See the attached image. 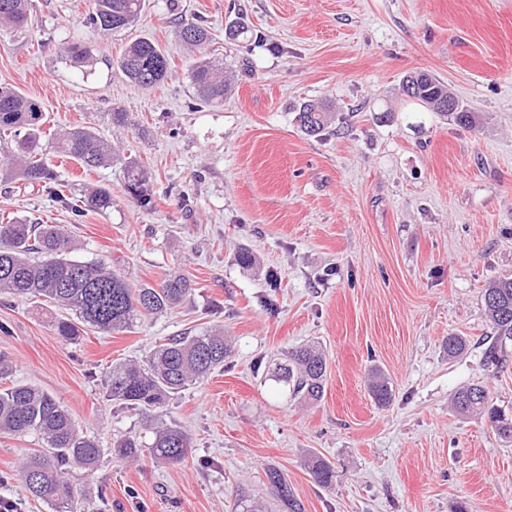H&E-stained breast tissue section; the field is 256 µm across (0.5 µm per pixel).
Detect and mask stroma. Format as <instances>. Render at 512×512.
Segmentation results:
<instances>
[{
	"label": "stroma",
	"mask_w": 512,
	"mask_h": 512,
	"mask_svg": "<svg viewBox=\"0 0 512 512\" xmlns=\"http://www.w3.org/2000/svg\"><path fill=\"white\" fill-rule=\"evenodd\" d=\"M92 0H29L21 31H0V85L40 101L47 136L90 125L118 163L81 175L58 171L73 197L112 192V209L74 216L49 189L0 180V223L58 224L79 255L132 284L169 273L193 291L167 314L75 344L56 335L49 303L0 301V352L16 379L50 392L103 450L93 475L71 482L92 512H235L239 492L266 496L265 470H281L305 512H512V441L484 417L450 408L458 388L480 383L512 416V363H482L491 328L481 291L512 275V0H147L137 25L108 36L86 25ZM244 15L254 38L225 42ZM203 19L235 88L202 105L185 20ZM154 39L171 72L152 90L125 80V45ZM89 48L81 63L64 43ZM426 71L474 112L468 127L405 99L401 82ZM315 100L333 119L304 134L295 108ZM128 115L125 125L112 114ZM151 174L156 203L124 191L122 163ZM249 249L251 268L235 254ZM220 329L233 351L222 369L163 410L192 437L179 465L149 454L118 459L112 443L142 415L105 399L113 363L142 358L185 332ZM469 339L449 360L448 334ZM315 340L329 359L323 399L294 400L272 377L274 360ZM392 386L378 406L368 382ZM36 436H0V499L24 512L19 466ZM329 461L317 485L310 456Z\"/></svg>",
	"instance_id": "35a3bbf8"
}]
</instances>
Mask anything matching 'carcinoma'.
<instances>
[{"mask_svg":"<svg viewBox=\"0 0 512 512\" xmlns=\"http://www.w3.org/2000/svg\"><path fill=\"white\" fill-rule=\"evenodd\" d=\"M144 6L145 0H93L87 24L103 34L129 29L138 22ZM28 19V0H0V26L21 29ZM251 34L253 30L242 17L229 21L224 29V39L229 42ZM179 37L188 49L201 50L210 41L209 27L202 20L186 22L180 27ZM118 68L128 81L151 90L168 76L170 63L155 41L141 37L126 46ZM417 77L412 94L408 92L409 77L402 81L407 98L460 125L475 124L473 113L460 104L454 112L442 110V104L452 95L447 85L429 73L419 72ZM190 78L198 99L206 104L223 100L232 88L230 79L224 75V63L209 56L193 62ZM330 119L327 106L312 100L301 103L296 115L300 129L308 135L321 133ZM45 122L41 103L11 87L0 86V138L10 136L14 143L6 176L43 185L60 199L62 195L54 189L59 184V175L47 157V150L75 161L86 172L114 161L112 144L89 126L61 132L50 148H44ZM124 190L146 209L154 204L147 171L135 160L124 162ZM84 206L90 211L107 212L112 209V193L97 187L89 192ZM80 249L73 236L55 224H33L25 219L1 223L0 297L49 302L66 311V315L54 321V331L69 342H78L88 328L101 334L128 329L140 317L156 316L181 304L192 292L191 281L182 274L168 275L154 285L134 287L105 263L79 258ZM481 302L492 330L484 342V361L502 366L509 361L512 344V276L491 280L483 288ZM442 347L448 360L453 361L466 354L469 340L450 334ZM231 352L224 331L214 330L201 335L174 336L155 346L141 362L113 364L106 385L107 400L150 417L149 429L153 434L149 445L137 433L120 435L114 443L116 455L136 459L147 446L155 462L181 463L192 448L191 439L176 424L166 422L161 411L171 395L223 367ZM327 371L324 349L307 343L292 348L285 359L275 363L272 377L288 387L294 398L312 404L324 396ZM370 391L378 405L390 402L392 389L382 373H373ZM451 407L460 416L487 417L501 437L512 439V418L490 405L485 386L470 384L458 389ZM0 434L38 436L41 447L20 467L25 491L51 512H76V488L67 476L68 468L73 465L89 475L94 473L102 455L96 437L80 430L70 412L52 394L22 382L0 388ZM308 469L316 483L323 487L332 485L335 472L327 461L313 455ZM265 476L268 492L279 502L281 512H303L278 469L268 468Z\"/></svg>","mask_w":512,"mask_h":512,"instance_id":"carcinoma-1","label":"carcinoma"}]
</instances>
